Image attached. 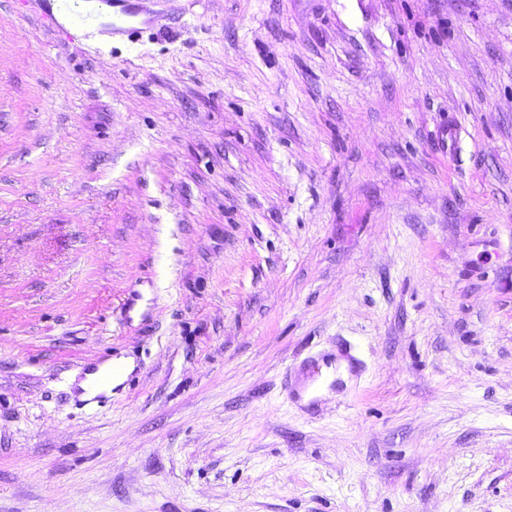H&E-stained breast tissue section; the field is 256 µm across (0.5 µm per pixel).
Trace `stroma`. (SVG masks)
I'll list each match as a JSON object with an SVG mask.
<instances>
[{"label": "stroma", "instance_id": "35a3bbf8", "mask_svg": "<svg viewBox=\"0 0 512 512\" xmlns=\"http://www.w3.org/2000/svg\"><path fill=\"white\" fill-rule=\"evenodd\" d=\"M131 6L0 0V512H512V0ZM335 360V354L329 353L319 354L308 360L305 365L307 372V382L303 385V387L300 390L313 393V389L315 385L320 381V378L322 377L324 371L329 372L328 370L332 368V373L336 374ZM324 368L326 370H324ZM300 390H296V392H293V390L291 389V392L293 393V395L300 398ZM125 366V375L121 377L114 378L116 375H121L123 373V365L120 362L114 361L108 365V367L101 373L98 377V374H88L86 375V379L82 380L79 383V387L85 392L82 395L83 399H90L94 397L101 389L98 388L95 384L96 378L97 383L100 387H106L112 381L111 388H115L122 384L125 379V376L133 369V362L129 359L120 358ZM112 378H114L112 380Z\"/></svg>", "mask_w": 512, "mask_h": 512}]
</instances>
